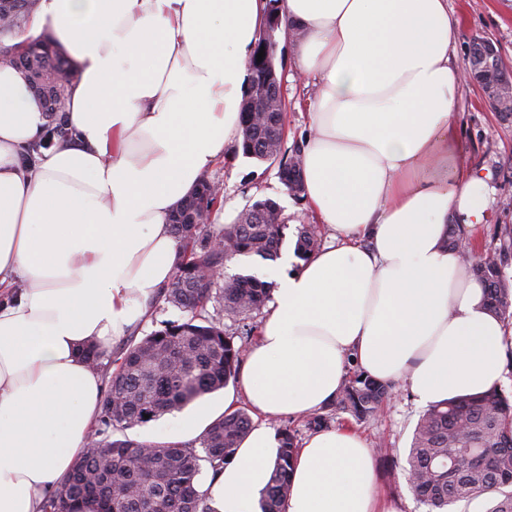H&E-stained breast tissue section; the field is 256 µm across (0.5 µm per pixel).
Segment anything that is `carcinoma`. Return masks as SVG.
Wrapping results in <instances>:
<instances>
[{
  "label": "carcinoma",
  "mask_w": 512,
  "mask_h": 512,
  "mask_svg": "<svg viewBox=\"0 0 512 512\" xmlns=\"http://www.w3.org/2000/svg\"><path fill=\"white\" fill-rule=\"evenodd\" d=\"M39 6L40 0H0V67L17 69L52 118L51 127L27 147L29 156L68 139L66 101L80 78L77 64L49 31L40 35L38 46L16 40ZM491 47L488 40L474 41L466 64L472 79L493 94L507 70L500 62L493 69L480 65ZM240 127L236 150L244 157L269 164L277 157L296 166L302 163V144L273 148L268 121L251 124L242 112ZM217 201L212 191L183 201L172 215L179 254L173 277L156 300L182 311L181 319L162 321L139 339L131 337L115 359L118 367L113 372L105 354L93 347L86 350L88 368L107 376L100 414L84 453L45 497L42 512H83L89 502L96 506L94 512H217L199 487L233 461L252 425L245 409L222 413L187 442L139 441L127 434L184 410L239 377L244 344L226 333L224 319L240 322L260 310L272 284L241 274L205 284L202 279L238 256L275 260L286 225L252 224L240 214L220 228L196 223ZM319 248L315 225H300L295 257L306 261ZM511 258L512 228L507 226L498 247L472 250L465 258L484 286L488 310L507 320L512 319V284L503 277L502 267ZM210 306L216 314L209 313ZM391 391L392 385L375 380L353 361L325 413L305 416L303 427L324 429L336 411L362 420L376 413ZM278 436L275 464L260 492V512H283L290 492L300 430L285 426ZM405 471L429 512H447L452 504L486 494L492 495L487 512H512V401L494 385L477 395L430 406L415 428Z\"/></svg>",
  "instance_id": "carcinoma-1"
}]
</instances>
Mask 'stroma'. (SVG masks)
Instances as JSON below:
<instances>
[{
    "instance_id": "1",
    "label": "stroma",
    "mask_w": 512,
    "mask_h": 512,
    "mask_svg": "<svg viewBox=\"0 0 512 512\" xmlns=\"http://www.w3.org/2000/svg\"><path fill=\"white\" fill-rule=\"evenodd\" d=\"M448 7L461 19L456 44L458 61H465L475 39L494 42L504 65L512 70V0H448ZM277 69L282 90L289 108L286 116L288 143L305 138L309 131V115L295 106L308 90L294 68L296 47L284 35L276 37ZM457 123L463 132L467 149L459 162L483 176L489 188V207L486 221L479 229L480 248H490L497 228L512 226V121H502L487 105L481 89L465 82L461 90ZM211 181L219 183L221 195L214 207L225 221L235 216L259 198H271L281 209L287 226L283 251L294 248L298 225L313 223L314 218L303 199L291 195L277 176L276 166L260 163L237 154L226 147L223 159L208 173ZM224 411V394L216 392L189 405L182 412L171 414L143 427L131 429L129 435L137 440H191L181 423L200 415L216 417ZM424 409L411 398L407 390H395L379 411L364 421L340 413L331 420V428L350 427L356 430L368 446L385 439L394 450V465L375 463L374 472L380 492L389 499L397 512H427L414 495L404 471L405 459L415 426Z\"/></svg>"
}]
</instances>
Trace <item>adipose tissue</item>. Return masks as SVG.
<instances>
[{
	"mask_svg": "<svg viewBox=\"0 0 512 512\" xmlns=\"http://www.w3.org/2000/svg\"><path fill=\"white\" fill-rule=\"evenodd\" d=\"M307 100L304 201L333 231L283 279L225 411L253 425L208 485L216 512H258L279 446L270 418L336 396L355 358L424 407L490 388L512 327L484 307L445 245L483 224L488 186L458 165L465 80L448 0H284ZM261 0H41L78 63L74 140L21 152L48 118L20 73L0 68V512H41L82 455L101 376L82 346L109 349L173 277L170 216L238 136ZM283 512H391L366 443L348 429L307 439Z\"/></svg>",
	"mask_w": 512,
	"mask_h": 512,
	"instance_id": "ef3b65f1",
	"label": "adipose tissue"
}]
</instances>
